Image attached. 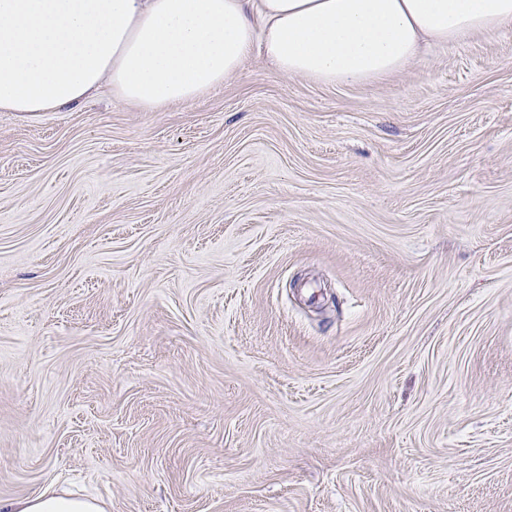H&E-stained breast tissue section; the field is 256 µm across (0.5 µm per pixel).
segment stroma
I'll return each mask as SVG.
<instances>
[{
    "mask_svg": "<svg viewBox=\"0 0 512 512\" xmlns=\"http://www.w3.org/2000/svg\"><path fill=\"white\" fill-rule=\"evenodd\" d=\"M512 512V25L360 85L0 112V498Z\"/></svg>",
    "mask_w": 512,
    "mask_h": 512,
    "instance_id": "35a3bbf8",
    "label": "stroma"
}]
</instances>
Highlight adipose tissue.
Here are the masks:
<instances>
[{
  "mask_svg": "<svg viewBox=\"0 0 512 512\" xmlns=\"http://www.w3.org/2000/svg\"><path fill=\"white\" fill-rule=\"evenodd\" d=\"M512 23V0H0V112L76 106L102 85L159 112L238 73L254 46L285 77L363 84ZM0 512H104L54 486Z\"/></svg>",
  "mask_w": 512,
  "mask_h": 512,
  "instance_id": "adipose-tissue-1",
  "label": "adipose tissue"
}]
</instances>
